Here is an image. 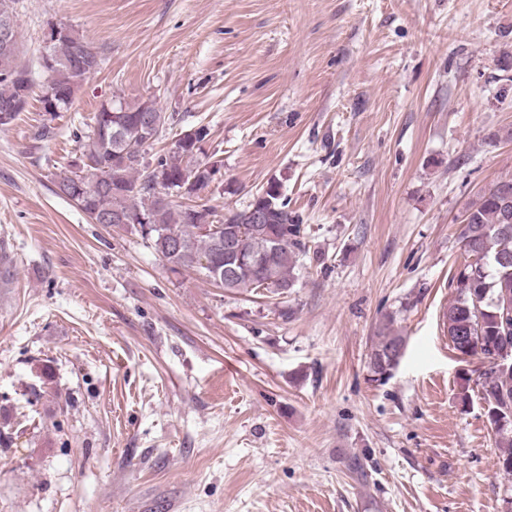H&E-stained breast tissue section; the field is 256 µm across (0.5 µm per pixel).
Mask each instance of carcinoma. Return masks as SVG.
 <instances>
[{
	"instance_id": "cac0c4a2",
	"label": "carcinoma",
	"mask_w": 512,
	"mask_h": 512,
	"mask_svg": "<svg viewBox=\"0 0 512 512\" xmlns=\"http://www.w3.org/2000/svg\"><path fill=\"white\" fill-rule=\"evenodd\" d=\"M66 34L47 49L51 63L42 64L48 73L46 87L54 91L42 97L46 112H63L71 108L72 87L81 77L84 65H101L97 50L76 30L62 23ZM32 71L18 60V53L0 52V108L14 111L0 115V126L9 125L27 105L32 86ZM101 105L91 135L83 145L88 160L86 174L66 178L57 184L58 194L71 200L85 198L84 210L100 209L112 220L111 226L122 227L142 216L146 223L137 224L143 238L175 272L206 270L196 266L200 259L212 256L224 266V234L234 229L239 236V251L248 264L231 263L232 273H220L224 289L232 292L279 296L295 286L294 269L305 252L304 228L299 216L288 210L280 185L268 183L243 210L218 215L200 198L213 177L220 172L222 161L206 160L204 144L209 130L199 126L183 131L167 151L150 161L120 165L121 153L128 148L146 157L151 146L141 125V101L117 99ZM260 205L267 212L264 224H254L251 210ZM202 209L213 216L215 230L208 235L198 232L191 211ZM461 263L453 277L455 298L446 307V333L453 348L464 355H481L495 345L512 346V298L503 294V285L512 286V203L504 205L498 185L488 188L466 211L459 229ZM480 348L467 349L469 343ZM405 339L393 333L392 322L384 325L369 360L371 372L386 377L391 368L390 353ZM485 403V416L503 440L500 469L512 483V371L480 374L475 379Z\"/></svg>"
}]
</instances>
